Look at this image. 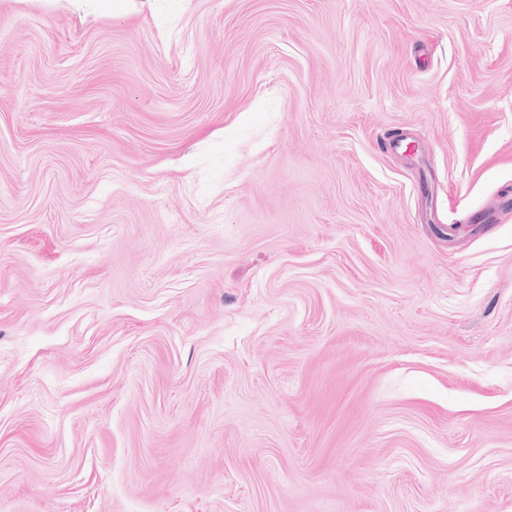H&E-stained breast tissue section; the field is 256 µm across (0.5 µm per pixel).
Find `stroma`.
I'll list each match as a JSON object with an SVG mask.
<instances>
[{
	"label": "stroma",
	"mask_w": 512,
	"mask_h": 512,
	"mask_svg": "<svg viewBox=\"0 0 512 512\" xmlns=\"http://www.w3.org/2000/svg\"><path fill=\"white\" fill-rule=\"evenodd\" d=\"M508 192L512 0H0V512H512Z\"/></svg>",
	"instance_id": "stroma-1"
}]
</instances>
